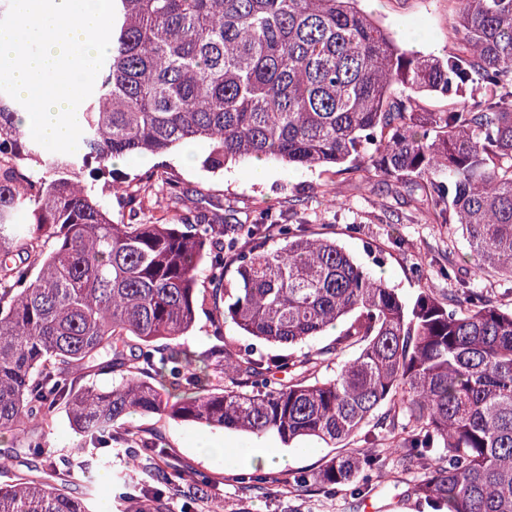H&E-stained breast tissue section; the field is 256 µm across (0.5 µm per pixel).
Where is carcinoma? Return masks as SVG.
I'll list each match as a JSON object with an SVG mask.
<instances>
[{"label": "carcinoma", "instance_id": "carcinoma-1", "mask_svg": "<svg viewBox=\"0 0 512 512\" xmlns=\"http://www.w3.org/2000/svg\"><path fill=\"white\" fill-rule=\"evenodd\" d=\"M359 2L114 0L72 154L35 142L25 108L0 92V430L23 455L42 456L43 423L63 405L84 441H123L157 463L160 487L139 508L154 512L185 472L158 465V439L121 431L132 413L336 445L390 403L413 425L392 447L419 470L414 494L432 512H512V309L462 269L450 265L460 288L448 299L423 287L407 302L269 210L239 224L196 209L175 224L112 219L109 195L132 216L147 209L115 160L202 140L211 173L253 158L391 181L430 222L461 226L473 278L512 281V0H458L442 57L403 49ZM431 94L461 100L421 111ZM207 305L218 344L202 355L178 339ZM228 320L252 342L224 338ZM338 323L314 355L257 353V341L289 349ZM351 347L331 377L307 378ZM103 369L121 381L76 387ZM88 467L68 456L50 470ZM382 467L352 448L295 482L331 491ZM92 509L45 479L0 486V512Z\"/></svg>", "mask_w": 512, "mask_h": 512}]
</instances>
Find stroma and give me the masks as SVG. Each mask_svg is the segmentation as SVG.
Instances as JSON below:
<instances>
[{
  "instance_id": "stroma-1",
  "label": "stroma",
  "mask_w": 512,
  "mask_h": 512,
  "mask_svg": "<svg viewBox=\"0 0 512 512\" xmlns=\"http://www.w3.org/2000/svg\"><path fill=\"white\" fill-rule=\"evenodd\" d=\"M364 8L377 16L402 41L405 49L442 55L454 46L448 19L457 0H364ZM180 149L164 158L135 156L118 167L128 178L151 175L152 186L163 180L179 181L187 193L186 205L210 202L224 217L243 220L270 209L297 210L310 233L332 238L408 301L420 288L430 287L436 297L447 298L459 286L447 276L449 265L462 263L469 245L455 224H432L417 210L408 192L383 178L361 179L335 170L298 169L269 162V177L262 182L249 175L251 165H229L224 173L212 174L200 165L185 166ZM389 406L380 407L351 447L376 450L385 460L382 474L372 476L362 493L345 486L329 493L314 485L298 486L296 474L315 472L336 455L337 450L310 438L286 447L287 466L274 469L277 484L242 483L248 466H228L225 455L249 442V435L221 429H204L191 422L174 421L157 415L133 416L132 431L153 434L168 449L172 462L185 470L184 482L167 494L164 512H426L413 493L418 478L390 448L379 428L391 418ZM48 448L34 467L15 464L0 470V484L41 475L50 459L84 448L96 473L93 484L81 474L55 476L56 484L72 492H89L93 502L111 501L112 512H134L135 496L147 494L155 484L154 472L140 460L131 459L126 448L97 449L83 446L73 430L66 409L56 410L44 424ZM223 446V453L200 449L201 438Z\"/></svg>"
}]
</instances>
